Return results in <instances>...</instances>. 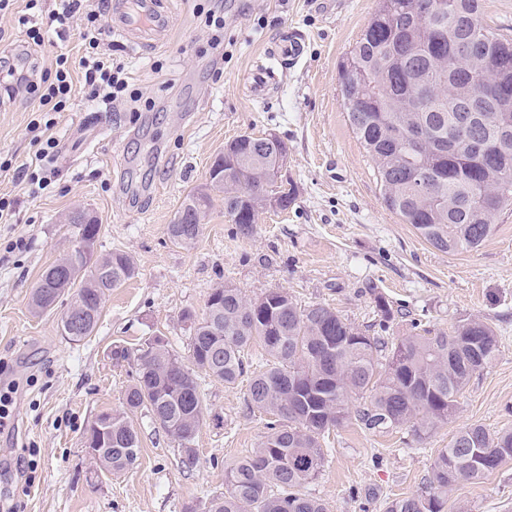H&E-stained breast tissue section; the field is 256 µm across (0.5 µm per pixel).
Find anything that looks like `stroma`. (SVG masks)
Listing matches in <instances>:
<instances>
[{
  "label": "stroma",
  "instance_id": "obj_1",
  "mask_svg": "<svg viewBox=\"0 0 512 512\" xmlns=\"http://www.w3.org/2000/svg\"><path fill=\"white\" fill-rule=\"evenodd\" d=\"M224 6L223 66L195 8ZM174 23L167 42L131 44L106 30L114 59L152 111L116 102L105 112L86 101L84 50L78 35L64 44L73 64L68 111L56 113L58 142L46 189L30 197L12 172L0 170V197L11 223H0V387L15 385L14 420L0 429V512H206L224 493V469L257 447L266 418L246 407L248 379L237 386L206 381L198 463L181 452L144 411L129 413L141 453L131 470L103 472L85 447L96 417L121 409L137 368L135 352L156 336L187 356L184 312L202 315L210 292L225 284L256 296L284 288L299 305L324 303L372 336L409 333L412 323L447 331L466 318L490 323L500 352L458 399L456 415L425 439L409 428L369 433L348 424L331 432L327 461L305 488L331 512H384L388 499L420 491L438 452L456 430L512 429V208L478 250L455 256L433 248L385 206L373 163L343 109L338 66L379 8V0H166ZM25 0L0 12V38L49 68L56 49L30 44L18 18ZM304 35L297 64L267 56L288 30ZM276 81L263 99L245 82L258 66ZM35 102L26 93L0 99V163L30 162ZM244 133H272L288 146L279 186L296 190L288 211L259 215L252 235L237 234L216 201L189 248L167 236L186 196L206 183L213 159ZM82 206L96 216L95 254L118 248L137 274L107 293L95 332L73 343L58 324L61 298L34 314L29 298L44 270L66 251L71 227L62 217ZM395 313L381 330L374 297ZM124 347L126 360H113ZM445 512H512V462L477 483L459 482Z\"/></svg>",
  "mask_w": 512,
  "mask_h": 512
}]
</instances>
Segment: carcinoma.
Segmentation results:
<instances>
[{"label":"carcinoma","instance_id":"cac0c4a2","mask_svg":"<svg viewBox=\"0 0 512 512\" xmlns=\"http://www.w3.org/2000/svg\"><path fill=\"white\" fill-rule=\"evenodd\" d=\"M428 13V25L414 13ZM512 40L480 19V0H382L340 64L343 107L353 132L374 164L386 207L435 249L456 255L478 249L494 231V218L512 206V106L484 113L483 135L508 134L501 161L481 162L461 144L451 153L433 149L455 138L458 111L434 90L451 82L459 93L489 98L512 93ZM421 127V148L389 139L392 131ZM288 151L278 136L243 134L224 150V190L206 185L183 201L167 233L184 248L200 235L197 210L224 199V217L244 235L255 220L244 212L263 210L267 173L277 154ZM51 288L36 287L31 307L41 313L58 299L84 313L81 342L95 331L106 294L136 273L124 251L97 257ZM191 322L185 364L156 336L137 349L136 379L125 393L124 410L97 419L85 443L99 447L98 463L108 473L131 469L140 453L128 413L146 411L166 424L178 442L181 464L197 462L192 444L204 419L203 384L208 379L235 386L250 375L247 406L267 416V433L257 447L224 469V495L207 512H329L321 499L302 492L326 461V434L352 422L387 433L407 424L426 435L457 411L458 397L499 353L488 323L466 319L448 331L403 336H369L327 304L301 308L285 289L269 298H250L224 285L216 303ZM260 346L264 362L253 369L249 351ZM512 461V430L489 433L480 424L459 428L439 451L431 475L416 495L388 500L385 512H444L448 491L459 481L478 482Z\"/></svg>","mask_w":512,"mask_h":512}]
</instances>
